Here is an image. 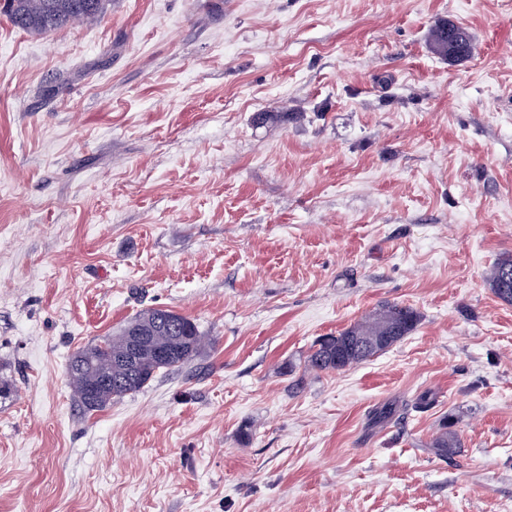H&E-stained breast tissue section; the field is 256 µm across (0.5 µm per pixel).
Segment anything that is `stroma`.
<instances>
[{
	"label": "stroma",
	"instance_id": "stroma-1",
	"mask_svg": "<svg viewBox=\"0 0 512 512\" xmlns=\"http://www.w3.org/2000/svg\"><path fill=\"white\" fill-rule=\"evenodd\" d=\"M508 256L512 0L0 16V512H512ZM385 303L409 336L306 368ZM148 308L202 351L83 412L71 357ZM455 38L460 41L462 50L459 54L448 55V41ZM433 49L440 55L450 58H466L473 51V37L469 30L452 20H444L441 22L431 34L430 39ZM505 273L508 275L507 279ZM489 284L499 299L512 303V258L502 259L493 266Z\"/></svg>",
	"mask_w": 512,
	"mask_h": 512
}]
</instances>
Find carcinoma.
I'll return each instance as SVG.
<instances>
[{
    "instance_id": "cac0c4a2",
    "label": "carcinoma",
    "mask_w": 512,
    "mask_h": 512,
    "mask_svg": "<svg viewBox=\"0 0 512 512\" xmlns=\"http://www.w3.org/2000/svg\"><path fill=\"white\" fill-rule=\"evenodd\" d=\"M105 5L106 0H6V7L0 8V14L7 17L14 27L38 36L80 21L96 20L104 13ZM453 38L462 46L454 58H466L472 54L473 37L469 30L452 20L441 22L432 31L430 42L438 54L446 57L448 41ZM489 284L499 299L512 303V258L502 259L493 266ZM418 321L419 315L414 309L385 304L363 321L335 336L319 340L307 357V367L316 371L350 368L366 361V358L347 350V343L370 341L383 327L388 333L387 347L390 348L410 335ZM130 329L150 337L148 347L134 370L120 363L128 348L126 336ZM203 342L204 337L190 318L165 309H147L130 319L116 335L101 341L107 348L105 355H97L96 343L77 351L70 360L68 378L84 411H99L115 399L140 391L157 373L186 365L201 349ZM102 372L110 375L112 386L101 390L96 400L90 401L86 399L85 390ZM431 447L445 455L456 447L455 437L446 430L433 439Z\"/></svg>"
}]
</instances>
